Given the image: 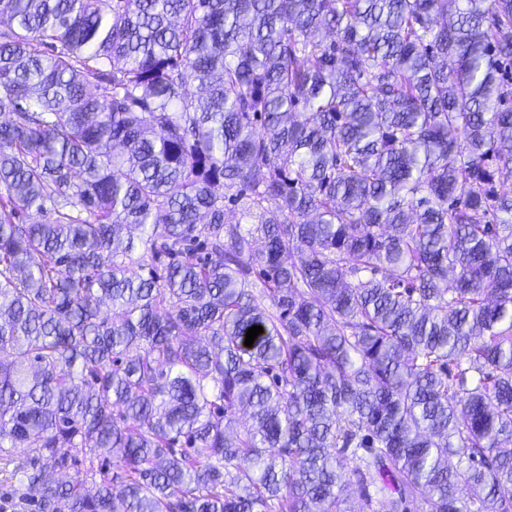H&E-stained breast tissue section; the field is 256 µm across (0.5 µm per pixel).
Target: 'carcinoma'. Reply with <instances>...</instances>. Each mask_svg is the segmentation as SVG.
Segmentation results:
<instances>
[{"label":"carcinoma","mask_w":512,"mask_h":512,"mask_svg":"<svg viewBox=\"0 0 512 512\" xmlns=\"http://www.w3.org/2000/svg\"><path fill=\"white\" fill-rule=\"evenodd\" d=\"M0 115L14 506L512 512V0H0Z\"/></svg>","instance_id":"cac0c4a2"}]
</instances>
